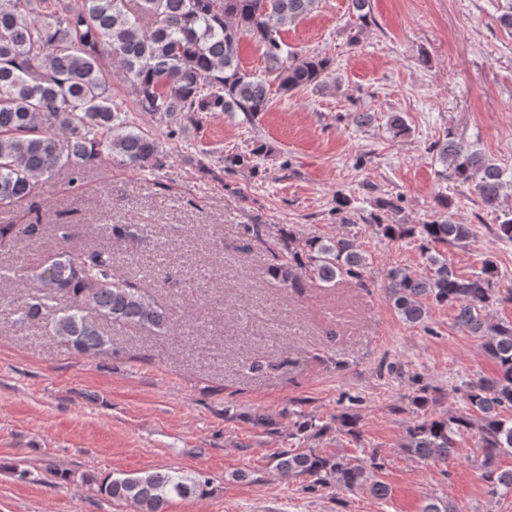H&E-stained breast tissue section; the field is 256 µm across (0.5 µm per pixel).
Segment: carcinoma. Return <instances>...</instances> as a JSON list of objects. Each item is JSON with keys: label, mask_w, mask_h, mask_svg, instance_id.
Segmentation results:
<instances>
[{"label": "carcinoma", "mask_w": 512, "mask_h": 512, "mask_svg": "<svg viewBox=\"0 0 512 512\" xmlns=\"http://www.w3.org/2000/svg\"><path fill=\"white\" fill-rule=\"evenodd\" d=\"M319 0H0V205L24 202L37 180H49L65 170L79 180L92 161L102 156L132 168H160L164 151L142 130L129 125L113 104L103 60L119 57L140 111L169 122L203 112H241L250 120L268 109L272 84L292 92L320 82L331 62L315 55L299 57L283 49L282 27L311 14ZM248 34L264 48L267 80L240 68V37ZM440 160L454 177L471 182L488 208L498 206L512 173L481 152L446 133L436 144ZM263 153L224 159L229 169L249 165ZM383 237H416L427 254L426 271L402 267L386 271V292L402 321L421 325L431 304L448 305L462 330L482 339V349L498 366L494 378L470 382L465 391L471 412L439 415L414 423L406 431L402 451L423 464H446L457 439L477 437L482 449L488 495L512 497V469L497 460L512 454V322L491 323L484 311L494 302H512V289L501 291L493 261L480 273L462 277L430 251L434 244L466 241L471 230L438 216L426 224L383 223ZM42 225H0V244L20 239L32 243ZM243 236L270 254L269 275L288 288L303 280L333 286L351 279L368 287V258L347 237L326 238L291 228L274 231L247 224ZM13 276L33 285L0 306L14 307L20 321L31 323L69 305L56 318L51 333L87 356L112 353V326L135 325L157 334L172 331L169 310L132 281L114 274L112 249L91 247L60 253L38 266L0 271V280ZM511 415L504 416V413ZM340 429L359 438V417L352 411L336 416ZM285 476L315 487L353 491L367 488L378 497L388 494L377 479L384 459L372 453L358 463L339 455L312 450H280L273 454ZM208 480L169 471H147L109 477L98 487L108 498L132 512H165L170 497L203 495Z\"/></svg>", "instance_id": "cac0c4a2"}]
</instances>
